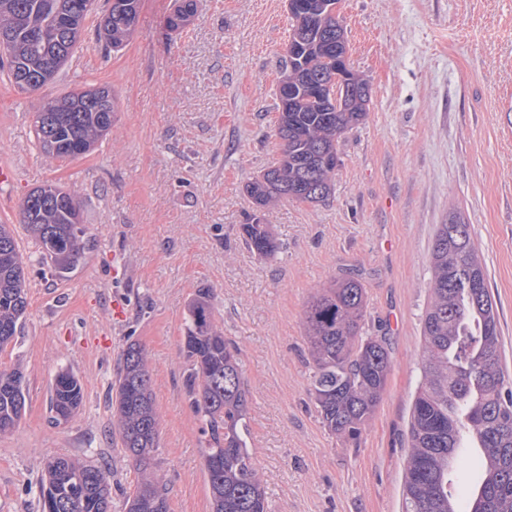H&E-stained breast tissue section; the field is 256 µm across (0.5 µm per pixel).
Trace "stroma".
Returning <instances> with one entry per match:
<instances>
[{
  "label": "stroma",
  "mask_w": 512,
  "mask_h": 512,
  "mask_svg": "<svg viewBox=\"0 0 512 512\" xmlns=\"http://www.w3.org/2000/svg\"><path fill=\"white\" fill-rule=\"evenodd\" d=\"M175 5L140 0L135 32L115 52L97 38L106 2L96 0L72 59L35 91L0 68V163L16 171L0 190V224L14 228L28 282L17 341L0 352V368L23 371L26 397L19 425L0 433V512H40L43 465L62 455L108 468L111 512H125L138 473L112 435L111 397L133 342L150 359L160 418L151 466L169 510L211 512L203 423L182 384L188 304L202 288L241 349L268 512H403L429 256L449 212L480 250L512 373V0H339L349 63L372 90L369 114L341 145L328 201L271 210L279 249L266 260L242 241L257 215L245 186L280 154L286 2L198 0L173 32ZM96 87L117 98L111 132L82 157L47 160L33 134L40 106ZM48 183L83 210L86 248L62 275L20 216L25 196ZM342 275L362 277L364 331L392 359L383 400L353 442L315 411L302 330L313 288ZM60 371L78 377L83 400L56 425Z\"/></svg>",
  "instance_id": "obj_1"
}]
</instances>
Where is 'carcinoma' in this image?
Masks as SVG:
<instances>
[{
  "label": "carcinoma",
  "mask_w": 512,
  "mask_h": 512,
  "mask_svg": "<svg viewBox=\"0 0 512 512\" xmlns=\"http://www.w3.org/2000/svg\"><path fill=\"white\" fill-rule=\"evenodd\" d=\"M83 0H0V40L11 46L8 74L23 91L53 79L72 56L86 13ZM332 0H293L288 54L279 66L274 135L281 155L246 186L256 210L282 199L319 203L331 195L342 164L346 134L369 113L367 80L338 60L336 32H346ZM139 0H112L97 38L112 51L129 42ZM197 0H179L167 19L185 28ZM118 105L106 88L72 90L38 112L35 133L53 160L82 156L107 136ZM52 120L45 133L43 118ZM21 220L58 270L81 257L84 231L76 196L54 184L26 195ZM245 245L260 259L278 245L267 224L242 225ZM429 300L422 317L421 380L409 422L404 470V512H458L448 489L449 465L458 448H479L483 475L466 512H512V378L502 366L499 314L469 225L459 214L438 225L430 260ZM27 284L13 229L0 224V350L12 344L26 313ZM184 386L202 418L201 448L212 512H267L263 473L249 447L250 390L241 351L224 338L208 290L189 303ZM363 282L353 276L315 289L303 314L311 366V396L325 428L355 440L372 419L386 390L392 361L384 341L367 336ZM146 350L130 344L123 354L112 402L121 447L137 468L125 512H169L167 489L151 470L158 448L159 415L150 388ZM25 376L0 370V432L18 426L25 408ZM83 399L80 380L54 377L50 410L69 418ZM109 471L66 457L45 464L41 512H110Z\"/></svg>",
  "instance_id": "1"
}]
</instances>
